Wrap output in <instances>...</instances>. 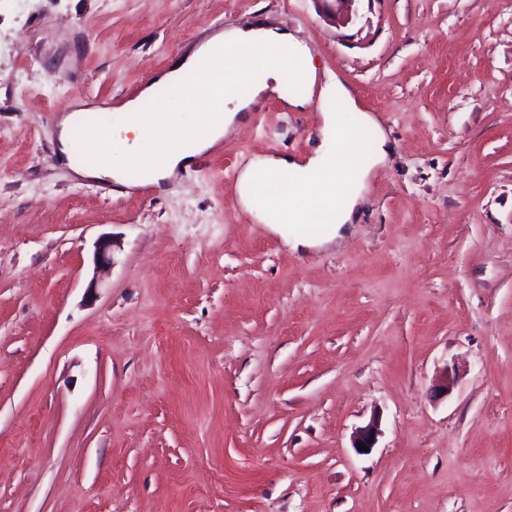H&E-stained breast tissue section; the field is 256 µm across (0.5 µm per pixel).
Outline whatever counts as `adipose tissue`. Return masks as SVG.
Wrapping results in <instances>:
<instances>
[{"instance_id":"ef3b65f1","label":"adipose tissue","mask_w":512,"mask_h":512,"mask_svg":"<svg viewBox=\"0 0 512 512\" xmlns=\"http://www.w3.org/2000/svg\"><path fill=\"white\" fill-rule=\"evenodd\" d=\"M208 59L219 63L214 77L186 86L163 111L151 113L148 123L138 117V101L129 102L125 122L108 132L110 151L98 164L78 169V177L118 181L127 165L137 164L151 169L155 181H162L212 148L255 98L278 91L290 71H297L300 78L298 93L288 100L292 107L308 104L317 82L308 45L289 32L264 25L212 36L160 81L170 84ZM389 151L372 114L360 113L349 124L340 111L326 112L314 153L302 161H252L239 178L241 199L264 224L285 234L292 247H311L336 237L352 221L372 170L386 161ZM284 170L297 173V182L289 185L287 194H270L271 177Z\"/></svg>"}]
</instances>
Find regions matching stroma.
Listing matches in <instances>:
<instances>
[{
  "label": "stroma",
  "mask_w": 512,
  "mask_h": 512,
  "mask_svg": "<svg viewBox=\"0 0 512 512\" xmlns=\"http://www.w3.org/2000/svg\"><path fill=\"white\" fill-rule=\"evenodd\" d=\"M330 8L0 0V512H512V0ZM259 24L389 138L339 237L292 250L237 189L252 158L308 156L317 94L259 98L147 190L60 159L73 103L121 125L192 48ZM380 433V423L377 417H373L366 425L359 427L354 438L353 448L358 454L366 455L369 454L373 448H375L378 435ZM358 445H366L368 451H360Z\"/></svg>",
  "instance_id": "35a3bbf8"
}]
</instances>
